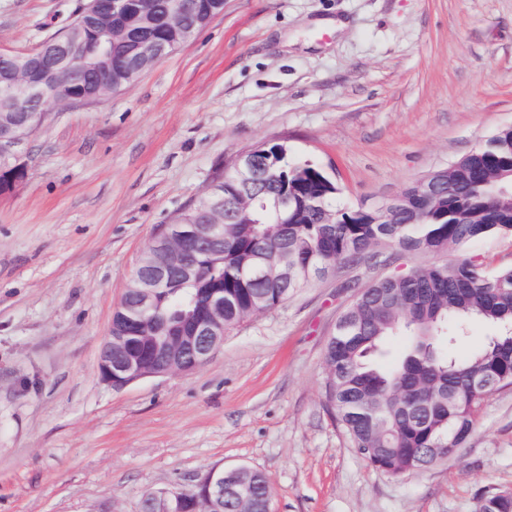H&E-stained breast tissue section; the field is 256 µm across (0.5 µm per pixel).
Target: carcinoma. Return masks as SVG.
<instances>
[{
	"label": "carcinoma",
	"mask_w": 512,
	"mask_h": 512,
	"mask_svg": "<svg viewBox=\"0 0 512 512\" xmlns=\"http://www.w3.org/2000/svg\"><path fill=\"white\" fill-rule=\"evenodd\" d=\"M186 27L196 33L224 0H195ZM97 21L81 30L71 22L58 35L90 50ZM112 86L120 90L140 74L119 66L129 37L185 41L184 29L159 26L130 14L112 21ZM99 62L87 55L86 75L75 78L85 93L101 92ZM253 164L264 179L245 184L229 166L224 177L173 220L186 238L182 252L165 256L151 247L143 268L160 259L175 267L197 265L198 277L174 281L158 293L147 328L154 336L186 330L205 298L224 293V331L245 318L268 311L306 286L316 269L375 262L389 251L410 256L446 252L487 236L512 237V125L497 129L484 146L428 175L439 186L433 207L414 184L401 193L393 216L342 202L341 190L318 167L288 158L280 144L258 148ZM253 196L247 208L237 198ZM286 195L288 211L275 208ZM224 216V238L206 239L209 225ZM260 264L255 279L251 268ZM474 318L494 332L465 359L453 356ZM348 325L329 338L325 350V397L353 447L373 468L393 476L442 460L435 448L462 447L474 429L484 397L512 387V266L490 269L474 254L461 260L415 268L382 277L360 289L339 317ZM397 336L406 349L389 369L372 368L365 359ZM241 478L257 488L254 512H270L252 467Z\"/></svg>",
	"instance_id": "1"
}]
</instances>
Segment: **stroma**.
<instances>
[{"instance_id":"obj_1","label":"stroma","mask_w":512,"mask_h":512,"mask_svg":"<svg viewBox=\"0 0 512 512\" xmlns=\"http://www.w3.org/2000/svg\"><path fill=\"white\" fill-rule=\"evenodd\" d=\"M84 0H0L26 52ZM512 124V0H224L138 81L49 106L27 174L0 195V512H140L209 468L263 472L272 512H477L512 489V388L467 443L401 475L366 463L329 410L324 349L365 263L226 333L193 372L116 390L99 351L144 249L242 151L284 145L353 206L393 197ZM481 254L512 238L409 258Z\"/></svg>"}]
</instances>
